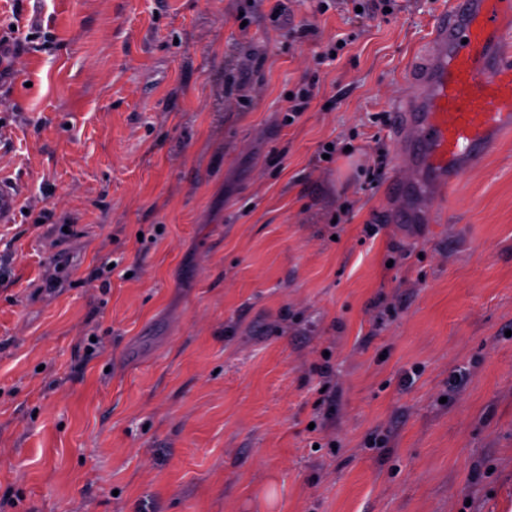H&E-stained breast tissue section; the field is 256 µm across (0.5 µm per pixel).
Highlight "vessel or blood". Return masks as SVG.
<instances>
[{
	"label": "vessel or blood",
	"mask_w": 512,
	"mask_h": 512,
	"mask_svg": "<svg viewBox=\"0 0 512 512\" xmlns=\"http://www.w3.org/2000/svg\"><path fill=\"white\" fill-rule=\"evenodd\" d=\"M412 81L413 99L391 113L395 160L408 174L388 185L409 200L420 182L455 183L512 130V0H450ZM17 208L14 187L0 180V222Z\"/></svg>",
	"instance_id": "b4317fda"
}]
</instances>
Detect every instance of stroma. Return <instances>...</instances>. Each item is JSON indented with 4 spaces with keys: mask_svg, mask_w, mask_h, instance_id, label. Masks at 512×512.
<instances>
[{
    "mask_svg": "<svg viewBox=\"0 0 512 512\" xmlns=\"http://www.w3.org/2000/svg\"><path fill=\"white\" fill-rule=\"evenodd\" d=\"M398 3L0 0V512H512V134L393 223ZM396 0H341L345 6L352 5V12L356 17L373 19L379 15L388 16L394 13ZM361 6L362 12H356V7ZM390 9V12H387ZM18 208V196L12 184L0 180V222L14 219Z\"/></svg>",
    "mask_w": 512,
    "mask_h": 512,
    "instance_id": "1",
    "label": "stroma"
}]
</instances>
